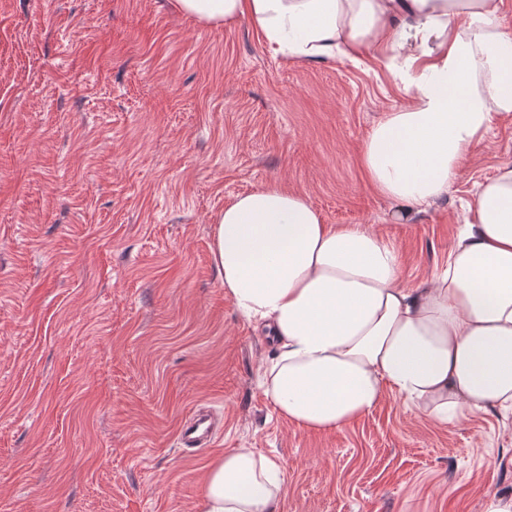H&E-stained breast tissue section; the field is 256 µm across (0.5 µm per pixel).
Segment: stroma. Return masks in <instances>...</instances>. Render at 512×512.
Masks as SVG:
<instances>
[{
  "mask_svg": "<svg viewBox=\"0 0 512 512\" xmlns=\"http://www.w3.org/2000/svg\"><path fill=\"white\" fill-rule=\"evenodd\" d=\"M404 103L381 60L291 59L173 0H0V512H197L209 462L239 448L284 465L276 512L512 494V411L440 424L389 393L335 432L281 418L270 339L213 266L216 214L277 183L394 240L406 286L432 278L479 183L512 164V119L403 224L358 156ZM200 404L224 433L190 455L177 435Z\"/></svg>",
  "mask_w": 512,
  "mask_h": 512,
  "instance_id": "35a3bbf8",
  "label": "stroma"
}]
</instances>
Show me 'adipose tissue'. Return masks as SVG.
<instances>
[{"instance_id":"1","label":"adipose tissue","mask_w":512,"mask_h":512,"mask_svg":"<svg viewBox=\"0 0 512 512\" xmlns=\"http://www.w3.org/2000/svg\"><path fill=\"white\" fill-rule=\"evenodd\" d=\"M503 0H174L204 25L248 20L273 53L365 54L399 76L406 103L368 134V183L412 220L443 199L493 124L512 118V28ZM212 259L239 314L275 354L265 395L290 424L334 432L386 392L430 419L512 409V164L482 183L448 262L401 284L395 244L328 224L307 196L269 184L233 197ZM285 471L240 448L207 469L198 512H276Z\"/></svg>"}]
</instances>
